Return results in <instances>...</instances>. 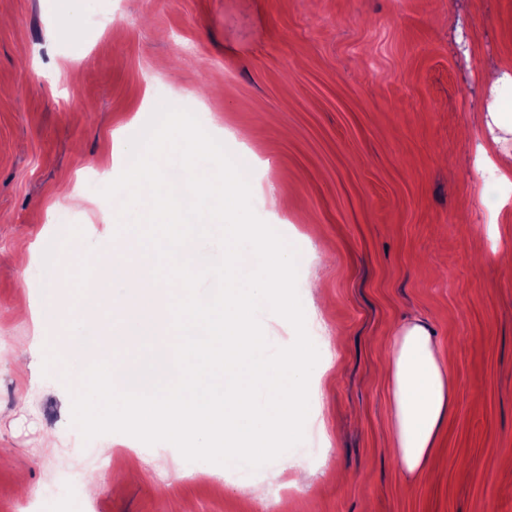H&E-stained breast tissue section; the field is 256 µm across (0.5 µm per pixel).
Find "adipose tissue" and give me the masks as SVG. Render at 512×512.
I'll return each mask as SVG.
<instances>
[{
    "label": "adipose tissue",
    "instance_id": "ef3b65f1",
    "mask_svg": "<svg viewBox=\"0 0 512 512\" xmlns=\"http://www.w3.org/2000/svg\"><path fill=\"white\" fill-rule=\"evenodd\" d=\"M486 126L496 159L497 183L512 180V113L489 110ZM393 426L388 435L408 472H426L429 451L452 405V385L438 357L427 325L415 321L402 327L391 352Z\"/></svg>",
    "mask_w": 512,
    "mask_h": 512
}]
</instances>
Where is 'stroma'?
Returning a JSON list of instances; mask_svg holds the SVG:
<instances>
[{"label":"stroma","instance_id":"stroma-1","mask_svg":"<svg viewBox=\"0 0 512 512\" xmlns=\"http://www.w3.org/2000/svg\"><path fill=\"white\" fill-rule=\"evenodd\" d=\"M75 13L96 16L91 0L51 16L0 0V512L42 488L39 512H512V269L495 254L512 200L481 204L474 160L487 68L512 77V0H112L115 22L73 61ZM156 84L263 163L259 216L299 250L312 341L336 336L311 374L303 445L319 456L303 471L187 479L178 449L78 439L67 381L43 372L64 328L26 307L69 238L109 250L113 204L84 174L124 170L112 138L145 125ZM415 320L455 391L429 477L383 446L392 340ZM73 467L95 493L68 495L57 474Z\"/></svg>","mask_w":512,"mask_h":512}]
</instances>
